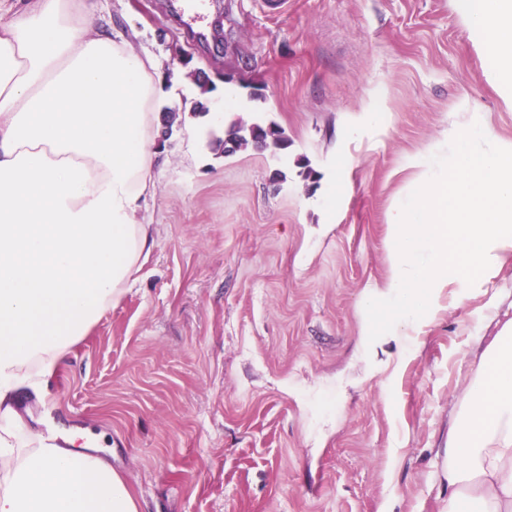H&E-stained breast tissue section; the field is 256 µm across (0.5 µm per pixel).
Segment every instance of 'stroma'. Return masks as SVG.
Instances as JSON below:
<instances>
[{"instance_id": "1", "label": "stroma", "mask_w": 512, "mask_h": 512, "mask_svg": "<svg viewBox=\"0 0 512 512\" xmlns=\"http://www.w3.org/2000/svg\"><path fill=\"white\" fill-rule=\"evenodd\" d=\"M266 2L206 0L193 23L183 0H101L91 27L135 30L176 73L160 120L198 71L228 77L234 103L222 124L200 115L196 142L183 125L165 140L150 255L18 411L46 434L105 435L139 512H444L448 429L512 319V266L407 327L370 287L411 166L459 112L512 140V109L452 0ZM256 119L285 130V156L214 154L226 124Z\"/></svg>"}]
</instances>
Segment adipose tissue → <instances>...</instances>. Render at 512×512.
Wrapping results in <instances>:
<instances>
[{"instance_id":"ef3b65f1","label":"adipose tissue","mask_w":512,"mask_h":512,"mask_svg":"<svg viewBox=\"0 0 512 512\" xmlns=\"http://www.w3.org/2000/svg\"><path fill=\"white\" fill-rule=\"evenodd\" d=\"M484 79L512 107V0H454ZM98 0H0V512H138L98 451L24 427L37 390L134 281L154 240L161 62ZM375 294L415 318L512 258V141L457 113L388 213ZM445 512H512V320L484 348L448 431Z\"/></svg>"}]
</instances>
